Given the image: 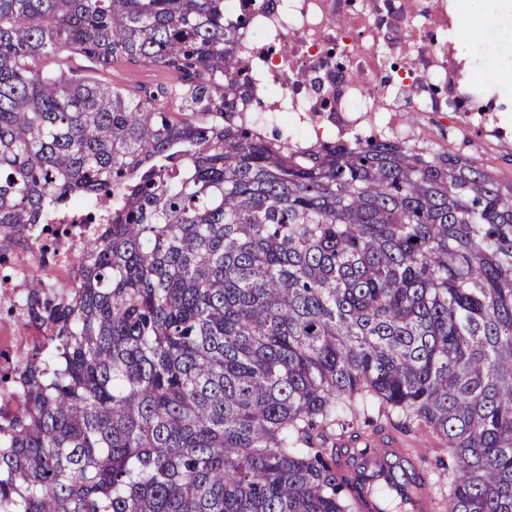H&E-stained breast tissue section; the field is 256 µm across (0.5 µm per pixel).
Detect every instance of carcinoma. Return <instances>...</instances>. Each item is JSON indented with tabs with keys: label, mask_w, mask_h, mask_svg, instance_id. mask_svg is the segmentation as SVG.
<instances>
[{
	"label": "carcinoma",
	"mask_w": 512,
	"mask_h": 512,
	"mask_svg": "<svg viewBox=\"0 0 512 512\" xmlns=\"http://www.w3.org/2000/svg\"><path fill=\"white\" fill-rule=\"evenodd\" d=\"M227 0H0V255L118 191L0 388V512H359L336 426L377 406L512 512V182L389 139L267 138ZM171 69L156 97L39 67Z\"/></svg>",
	"instance_id": "cac0c4a2"
}]
</instances>
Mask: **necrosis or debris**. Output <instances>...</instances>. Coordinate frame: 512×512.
<instances>
[{"label": "necrosis or debris", "mask_w": 512, "mask_h": 512, "mask_svg": "<svg viewBox=\"0 0 512 512\" xmlns=\"http://www.w3.org/2000/svg\"><path fill=\"white\" fill-rule=\"evenodd\" d=\"M230 15L250 12L241 36L243 60L253 80L239 105L255 126L285 120L299 142L324 135L344 139L363 122L393 140H411L419 122L448 128L470 141L474 153L512 148V131L495 102L465 110L467 92L452 38L458 27L456 0H228ZM404 59L401 68L390 59ZM95 206L74 201L59 217L69 234L57 257L42 247L40 226H29L15 265L18 274L0 281V301L24 296L39 275L67 287L94 230L84 222Z\"/></svg>", "instance_id": "obj_1"}]
</instances>
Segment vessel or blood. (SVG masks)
I'll return each instance as SVG.
<instances>
[{"instance_id":"obj_1","label":"vessel or blood","mask_w":512,"mask_h":512,"mask_svg":"<svg viewBox=\"0 0 512 512\" xmlns=\"http://www.w3.org/2000/svg\"><path fill=\"white\" fill-rule=\"evenodd\" d=\"M371 445L372 453L366 455L347 454L341 457L340 464L347 474L362 478L366 483L387 488L393 496L406 499L407 512H437L439 508L437 486L426 478L422 460L411 461V467L425 481L417 493H410L405 485L398 482L396 465L407 457L400 440L394 436L380 435Z\"/></svg>"}]
</instances>
